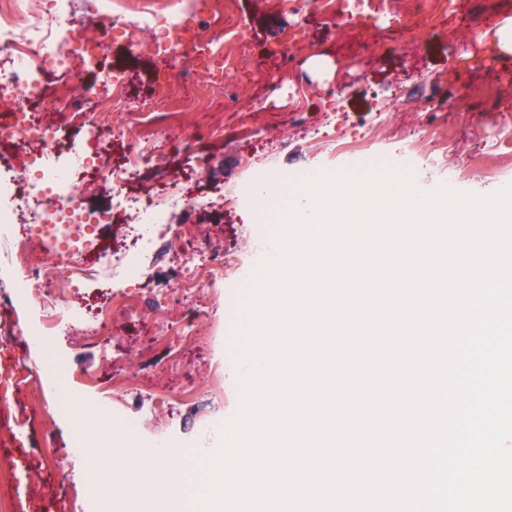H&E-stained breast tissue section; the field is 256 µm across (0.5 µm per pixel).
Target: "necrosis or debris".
I'll list each match as a JSON object with an SVG mask.
<instances>
[{"label":"necrosis or debris","mask_w":512,"mask_h":512,"mask_svg":"<svg viewBox=\"0 0 512 512\" xmlns=\"http://www.w3.org/2000/svg\"><path fill=\"white\" fill-rule=\"evenodd\" d=\"M224 0H173L168 12L124 10L120 0H103L101 23L107 36L90 38L77 19L74 0H53L41 9L40 0H0V136L13 140L28 154L26 167L0 179V237L8 246L0 259L20 276L26 287L43 292L42 317L49 330L66 326L91 329L92 321L67 300L65 291L83 287L86 273L70 266L77 246L93 243L97 225L112 221L111 208L86 210L91 192L112 193L124 186L128 167L115 168L103 160L102 141L111 133L110 108L125 83L122 69L103 67L112 33L137 30L149 39L153 53L174 58L189 53L197 64L209 66L224 58L226 35L207 33L219 19ZM95 73L106 99L101 110L87 112L74 86L51 85L57 74ZM54 100L61 118L45 122L34 115L35 103ZM81 116L77 136L61 146L62 117ZM182 188L172 187L161 200L140 203L136 251L100 256L99 271L127 280L142 276V258L165 223L170 208L185 201Z\"/></svg>","instance_id":"necrosis-or-debris-1"}]
</instances>
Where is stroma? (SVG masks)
Here are the masks:
<instances>
[{"instance_id":"stroma-1","label":"stroma","mask_w":512,"mask_h":512,"mask_svg":"<svg viewBox=\"0 0 512 512\" xmlns=\"http://www.w3.org/2000/svg\"><path fill=\"white\" fill-rule=\"evenodd\" d=\"M399 7L407 25L380 18L360 27L336 23L307 0H237L223 26L241 27L243 39L226 46L233 66L218 85L194 73L190 56L162 62L139 32L113 39L103 64L123 69L126 85L103 157L122 165L135 133L153 157L135 168L122 195L156 200L177 182L190 199L171 210L121 305L106 278L72 289L71 304L88 316L112 307L97 335L49 331L35 344L27 331L43 324L36 290L0 302V375L30 373L0 405V512H93L84 458L72 451L78 427L73 413L57 412L62 402H109L114 423L134 422L137 448L165 445L178 463L215 445L239 404L228 374L229 336L245 294L235 266L256 267L271 245L256 231L270 216L235 207L236 198L264 184L290 190L310 169L337 170L332 140L367 127L374 149L423 186L488 195L512 185V127L503 126L512 117V54L489 53L483 42L512 19V0H399ZM411 23L419 38H411ZM285 32L294 38L286 68L273 52ZM159 70L178 84L162 111L149 112ZM200 127L209 135L199 148L180 149ZM452 166L463 170L453 181ZM85 206L111 207L112 221L100 227L96 250L75 254L83 270L99 252L135 245L129 208L100 194ZM200 250L215 258L217 276L179 291L176 254ZM53 357L65 360V371L49 366Z\"/></svg>"}]
</instances>
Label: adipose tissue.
Returning <instances> with one entry per match:
<instances>
[{"label": "adipose tissue", "mask_w": 512, "mask_h": 512, "mask_svg": "<svg viewBox=\"0 0 512 512\" xmlns=\"http://www.w3.org/2000/svg\"><path fill=\"white\" fill-rule=\"evenodd\" d=\"M74 414L99 512H177L184 476L167 450L131 452L125 429L104 413L79 405Z\"/></svg>", "instance_id": "adipose-tissue-1"}]
</instances>
